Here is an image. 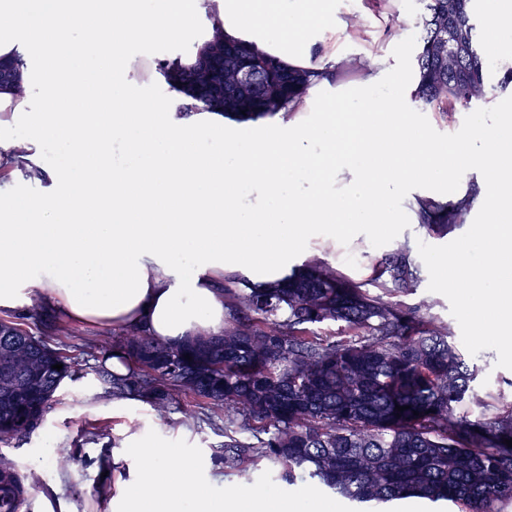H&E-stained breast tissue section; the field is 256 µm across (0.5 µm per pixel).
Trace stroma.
I'll use <instances>...</instances> for the list:
<instances>
[{
  "instance_id": "35a3bbf8",
  "label": "stroma",
  "mask_w": 512,
  "mask_h": 512,
  "mask_svg": "<svg viewBox=\"0 0 512 512\" xmlns=\"http://www.w3.org/2000/svg\"><path fill=\"white\" fill-rule=\"evenodd\" d=\"M335 11L336 30L328 33L325 43L312 47V56L328 52L340 61L371 58L376 68L412 76L418 0H336ZM506 110L512 111V87L494 90L486 103L448 116L416 107L411 120L431 140L448 145L469 133L475 124L496 125ZM484 181L482 170L467 168L453 173L445 186L418 182L398 188L390 231L336 239L319 256L370 289L374 286L372 276L377 260L398 245L408 244L418 279L413 292L405 295V303L428 308L430 316L448 322L470 362L479 368L476 385L480 391L512 402V351L493 337L472 342L473 327L463 311V297L456 289L439 283L434 266L436 260L469 245L472 233L486 220L483 198H476L465 221L452 225L441 237L427 235L409 208L415 197L428 196L446 203L480 187ZM93 333V328L77 325L72 335L55 337L54 346L78 361L79 372L60 390L43 426L32 436L5 447L22 472H36L44 481V489L38 490L33 499L32 512H112L109 501L96 492L103 480L98 462L104 456L124 455L133 436L180 449L186 459L196 464L200 478L211 481L214 495H222L226 482L218 477L214 456L224 442L223 434L206 424L193 428L182 423V408L203 413L207 410L205 401L184 397L168 420L160 421L145 401L127 402L106 396L107 382L101 373L104 359L85 347L86 337ZM96 422L107 424L108 436L95 442H80L81 431ZM75 440L80 443L82 464L70 475L57 473L50 463V448Z\"/></svg>"
}]
</instances>
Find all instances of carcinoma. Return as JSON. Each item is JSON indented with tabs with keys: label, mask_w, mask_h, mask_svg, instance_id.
I'll return each instance as SVG.
<instances>
[{
	"label": "carcinoma",
	"mask_w": 512,
	"mask_h": 512,
	"mask_svg": "<svg viewBox=\"0 0 512 512\" xmlns=\"http://www.w3.org/2000/svg\"><path fill=\"white\" fill-rule=\"evenodd\" d=\"M421 3L416 105L447 115L486 101L494 67L501 74L497 87L512 86V62H494L480 48L474 0ZM204 56L239 69L263 63L259 77L241 84L232 101L198 87L194 68L159 63L168 86L190 100L188 109L222 113L238 124L302 102L315 76L219 31L200 51ZM480 193L445 204L418 198V223L443 236L465 220ZM409 252L402 244L376 266L378 294L312 257L277 280L239 278V287L224 288L220 335L167 345L127 326L88 347L114 352L127 368L108 374L114 399L135 395L163 420L183 395L206 400L207 420L224 432L214 464L226 476L270 465L290 485H311L357 505L419 498L463 504L466 512H500L499 504L512 501V448L504 444L512 439V403L496 407L475 389L478 368L466 361L448 323L398 300L415 286ZM331 324L342 327L341 338L316 332ZM77 372L78 363L47 340L1 319L0 443L38 430ZM466 401L480 413H459ZM51 461L69 473L78 463L76 445L58 444ZM40 483L0 452V512H32Z\"/></svg>",
	"instance_id": "cac0c4a2"
}]
</instances>
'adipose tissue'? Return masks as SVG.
<instances>
[{
	"mask_svg": "<svg viewBox=\"0 0 512 512\" xmlns=\"http://www.w3.org/2000/svg\"><path fill=\"white\" fill-rule=\"evenodd\" d=\"M92 30L82 52L108 55L89 95L64 36L74 20ZM253 42L284 64L319 71L308 97L241 139L214 112L150 95L144 47L188 41L189 66L214 28ZM332 0H0V59L23 60L20 86L0 87V308L39 301L68 320L130 324L165 344L224 330V277L245 269L280 278L324 225L346 233L387 230L393 192L407 179L447 183L449 171L484 169L481 256L459 254L446 276L466 314L494 313L512 334V309L490 282L512 275V114L446 148L409 120L403 97L378 101L362 86L345 105L309 50L335 29ZM78 100L77 111L61 109ZM250 183L275 207L247 205ZM139 467L118 486L115 512H325L253 488L215 496L176 448L131 443Z\"/></svg>",
	"mask_w": 512,
	"mask_h": 512,
	"instance_id": "ef3b65f1",
	"label": "adipose tissue"
}]
</instances>
